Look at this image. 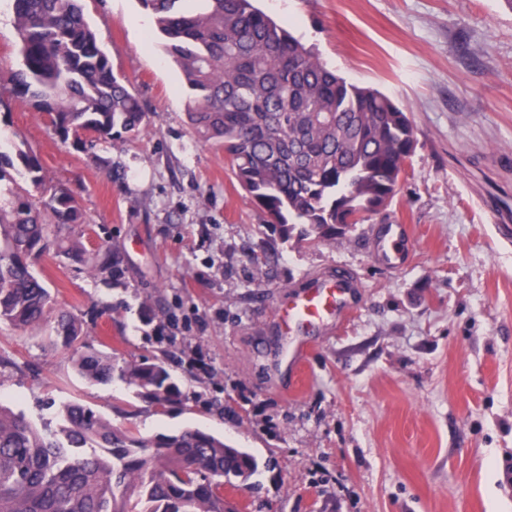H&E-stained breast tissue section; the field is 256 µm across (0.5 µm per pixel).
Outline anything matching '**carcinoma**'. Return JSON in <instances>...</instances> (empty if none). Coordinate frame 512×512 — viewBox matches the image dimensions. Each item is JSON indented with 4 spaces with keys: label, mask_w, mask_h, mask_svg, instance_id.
<instances>
[{
    "label": "carcinoma",
    "mask_w": 512,
    "mask_h": 512,
    "mask_svg": "<svg viewBox=\"0 0 512 512\" xmlns=\"http://www.w3.org/2000/svg\"><path fill=\"white\" fill-rule=\"evenodd\" d=\"M83 0H13L20 67L15 96L52 118L56 133L87 149L148 124L139 97L112 71L85 19ZM185 83L191 128L224 150V163L287 242L332 244L386 210L416 145L409 113L392 98L346 82L254 0H139ZM0 145V323L40 324L54 299L35 264L53 242L91 274L121 259L81 242L76 196L46 182L31 148ZM77 370L112 378V356L78 344L79 318L58 315ZM120 377L158 412L185 393L163 362H129ZM58 429H40L0 405V512H238L224 496L245 487L258 462L197 429L155 438L67 404Z\"/></svg>",
    "instance_id": "cac0c4a2"
}]
</instances>
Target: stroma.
<instances>
[{"label": "stroma", "instance_id": "stroma-1", "mask_svg": "<svg viewBox=\"0 0 512 512\" xmlns=\"http://www.w3.org/2000/svg\"><path fill=\"white\" fill-rule=\"evenodd\" d=\"M83 5L146 131L74 151L0 81V133L77 195L84 246L123 258L114 277L47 256L38 269L57 309L115 367L165 360L187 399L159 413L120 379L88 383L50 318L0 323V402L38 424L79 402L146 437L188 426L223 437L259 463L255 489L232 495L244 512H512V236L484 207L512 204V7L259 0L348 82L404 105L416 129L391 206L311 245L273 234L222 148L191 132L182 77L150 43L139 0ZM385 224L408 227L403 269L372 256ZM339 267L357 280L354 309L284 391L275 310Z\"/></svg>", "mask_w": 512, "mask_h": 512}]
</instances>
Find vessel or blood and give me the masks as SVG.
Instances as JSON below:
<instances>
[{"label": "vessel or blood", "instance_id": "b4317fda", "mask_svg": "<svg viewBox=\"0 0 512 512\" xmlns=\"http://www.w3.org/2000/svg\"><path fill=\"white\" fill-rule=\"evenodd\" d=\"M406 237L402 224L384 225L374 252L385 265L399 269L405 263L401 242ZM357 286L354 276L340 268L332 274L311 280L303 292L293 295L277 311L286 335L291 338L283 353V363L292 373H301L312 348L311 336L329 321H342L350 313Z\"/></svg>", "mask_w": 512, "mask_h": 512}]
</instances>
